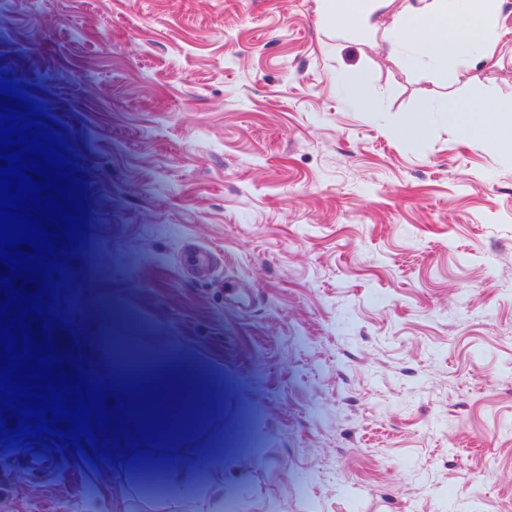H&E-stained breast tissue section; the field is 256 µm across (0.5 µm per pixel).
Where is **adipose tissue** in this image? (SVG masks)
Listing matches in <instances>:
<instances>
[{
  "mask_svg": "<svg viewBox=\"0 0 512 512\" xmlns=\"http://www.w3.org/2000/svg\"><path fill=\"white\" fill-rule=\"evenodd\" d=\"M321 18L326 26H334L338 10H345L349 23L367 29H384L385 51L393 56L406 44L417 43L421 56L434 63L448 60L464 68L484 62L483 54L471 52L473 41L482 38L484 23L491 12L500 10L505 0H322ZM471 129L480 131L486 143L495 150L512 151V113L474 107L470 115ZM105 354L114 366L126 370L129 382H138L133 368L137 365H162L169 356V345L151 338L132 339L126 336H106L102 339ZM184 365L168 372L163 383L151 394L129 400L128 408L143 411L150 407L172 406L170 392L186 384L183 408L176 414L170 430L163 436L167 448L179 447L185 437L196 431L202 419L218 408L219 389H212L206 398L197 395L201 367L191 352H184ZM141 468H156L164 472L170 488L188 498L191 508L217 505L224 488L225 477L234 475V468L217 462L211 472L210 485L193 489L187 485V470L172 466L166 459H142Z\"/></svg>",
  "mask_w": 512,
  "mask_h": 512,
  "instance_id": "1",
  "label": "adipose tissue"
}]
</instances>
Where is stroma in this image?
<instances>
[{
    "instance_id": "stroma-1",
    "label": "stroma",
    "mask_w": 512,
    "mask_h": 512,
    "mask_svg": "<svg viewBox=\"0 0 512 512\" xmlns=\"http://www.w3.org/2000/svg\"><path fill=\"white\" fill-rule=\"evenodd\" d=\"M320 11L0 0V71L42 103L95 217L59 311L92 374L101 337L146 334L212 372L217 413L166 455L205 486L227 434L236 512L512 505V153L459 122L512 107V4L467 70ZM0 458V512H113L119 479L140 486L50 443Z\"/></svg>"
}]
</instances>
